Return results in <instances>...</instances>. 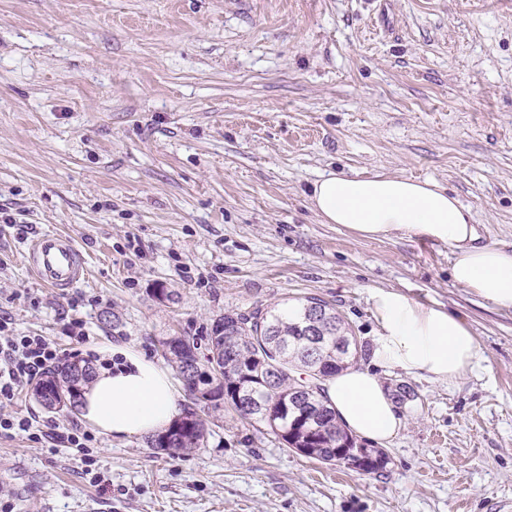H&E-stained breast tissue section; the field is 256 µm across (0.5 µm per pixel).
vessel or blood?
<instances>
[{"label": "vessel or blood", "mask_w": 512, "mask_h": 512, "mask_svg": "<svg viewBox=\"0 0 512 512\" xmlns=\"http://www.w3.org/2000/svg\"><path fill=\"white\" fill-rule=\"evenodd\" d=\"M25 263L44 285L61 293L88 273L86 259L73 240L55 232L44 233L31 243Z\"/></svg>", "instance_id": "1"}]
</instances>
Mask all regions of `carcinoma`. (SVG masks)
<instances>
[{"mask_svg": "<svg viewBox=\"0 0 512 512\" xmlns=\"http://www.w3.org/2000/svg\"><path fill=\"white\" fill-rule=\"evenodd\" d=\"M206 354L198 356L196 338L170 336L164 356L177 367L199 409L189 410L152 447L188 453L203 447L205 420L199 411L226 406L245 422L261 424L289 448L327 464L350 459L372 474L384 468L387 453L357 443L337 421L324 395V384L353 366L362 354L350 324L336 308L317 297L283 311L257 309L226 313L207 333ZM77 364L65 362L45 372L33 387L34 398L48 410H73L81 390L71 385ZM276 412L268 420L264 409Z\"/></svg>", "mask_w": 512, "mask_h": 512, "instance_id": "obj_1", "label": "carcinoma"}]
</instances>
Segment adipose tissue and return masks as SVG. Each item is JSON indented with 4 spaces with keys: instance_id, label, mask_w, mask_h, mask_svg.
I'll return each mask as SVG.
<instances>
[{
    "instance_id": "adipose-tissue-1",
    "label": "adipose tissue",
    "mask_w": 512,
    "mask_h": 512,
    "mask_svg": "<svg viewBox=\"0 0 512 512\" xmlns=\"http://www.w3.org/2000/svg\"><path fill=\"white\" fill-rule=\"evenodd\" d=\"M322 223L339 224L364 239L424 238L451 251V278L495 308L512 311V250L478 244L469 209L435 182L405 176L329 173L310 195ZM378 326L372 363L348 369L326 386L337 417L353 434L383 444L404 422L378 374L398 369L434 383L470 372L479 345L449 311L392 289L369 294ZM100 355L112 370L96 374L82 393L84 420L115 439L140 438L166 429L179 415L180 395L169 371L126 344H105Z\"/></svg>"
}]
</instances>
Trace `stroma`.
Wrapping results in <instances>:
<instances>
[{
  "instance_id": "stroma-1",
  "label": "stroma",
  "mask_w": 512,
  "mask_h": 512,
  "mask_svg": "<svg viewBox=\"0 0 512 512\" xmlns=\"http://www.w3.org/2000/svg\"><path fill=\"white\" fill-rule=\"evenodd\" d=\"M334 172L432 180L480 243L512 246V0H0V314L61 360L316 296L369 365L370 289L469 327L480 358L435 384L380 370L405 425L375 474L210 412L207 441L95 436L82 455L0 437V512H512V311L456 286L447 246L320 223ZM69 235L90 275L66 293L23 261ZM166 288L167 298L155 295ZM83 321L89 335L65 333Z\"/></svg>"
}]
</instances>
